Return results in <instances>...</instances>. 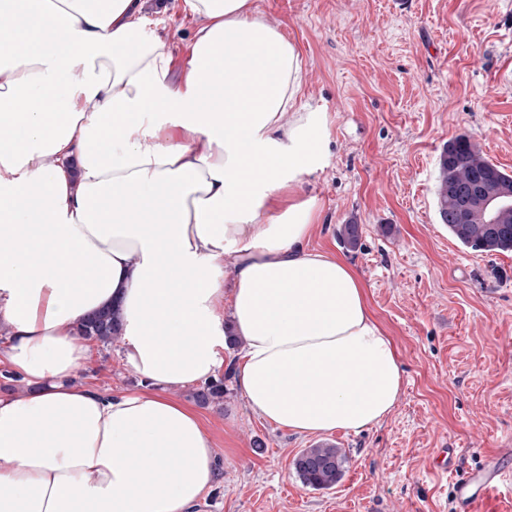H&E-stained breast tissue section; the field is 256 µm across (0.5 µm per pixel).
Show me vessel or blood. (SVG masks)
Here are the masks:
<instances>
[{
  "instance_id": "1",
  "label": "vessel or blood",
  "mask_w": 512,
  "mask_h": 512,
  "mask_svg": "<svg viewBox=\"0 0 512 512\" xmlns=\"http://www.w3.org/2000/svg\"><path fill=\"white\" fill-rule=\"evenodd\" d=\"M458 512H502L505 491H512V459L491 460L479 473L455 479Z\"/></svg>"
}]
</instances>
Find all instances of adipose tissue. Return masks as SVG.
<instances>
[{
    "label": "adipose tissue",
    "instance_id": "ef3b65f1",
    "mask_svg": "<svg viewBox=\"0 0 512 512\" xmlns=\"http://www.w3.org/2000/svg\"><path fill=\"white\" fill-rule=\"evenodd\" d=\"M179 77L140 0H0V321L26 382L0 397V512H193L215 482L199 415L233 338L250 409L301 435L379 425L403 384L343 258L310 247L327 113L255 0H183ZM232 278H225V271ZM120 313L144 381L71 379L80 323Z\"/></svg>",
    "mask_w": 512,
    "mask_h": 512
}]
</instances>
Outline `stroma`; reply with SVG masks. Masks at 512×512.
I'll return each instance as SVG.
<instances>
[{"instance_id":"stroma-1","label":"stroma","mask_w":512,"mask_h":512,"mask_svg":"<svg viewBox=\"0 0 512 512\" xmlns=\"http://www.w3.org/2000/svg\"><path fill=\"white\" fill-rule=\"evenodd\" d=\"M256 5L299 50L298 108L330 120L326 161L303 189L321 213L310 245L359 273L403 386L380 425L321 436L264 421L227 380L223 402L198 409L217 481L196 512H455L437 451L454 449L467 476L512 449V252L459 245L439 220L434 186L443 145L462 134L512 174V0ZM145 11L182 65L195 20L176 0H148ZM342 224L359 225L356 250L338 243ZM91 349L75 384L141 389L122 342ZM324 440L349 466L335 487L315 490L292 461Z\"/></svg>"}]
</instances>
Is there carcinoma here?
Masks as SVG:
<instances>
[{"mask_svg": "<svg viewBox=\"0 0 512 512\" xmlns=\"http://www.w3.org/2000/svg\"><path fill=\"white\" fill-rule=\"evenodd\" d=\"M510 184L512 175L489 162L478 144L468 135H460L446 143L438 160L435 186L436 206L441 223L462 246L475 252L512 251V206L499 210L496 223H485V215L475 208L476 193L482 183ZM340 243L347 249L359 244V226L343 224L337 231ZM82 337L109 345L120 336L116 313L102 310L81 323ZM223 377L210 380L192 392L200 405L219 403L224 399ZM349 457L338 446L322 442L305 448L293 460L300 481L313 489H330L343 477Z\"/></svg>", "mask_w": 512, "mask_h": 512, "instance_id": "carcinoma-1", "label": "carcinoma"}]
</instances>
